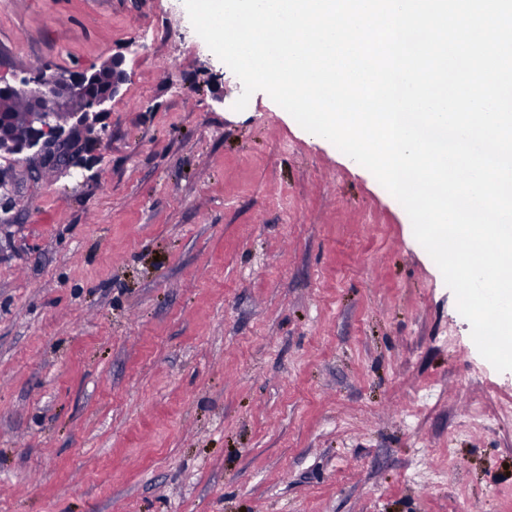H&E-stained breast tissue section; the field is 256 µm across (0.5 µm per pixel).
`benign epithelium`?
<instances>
[{
  "mask_svg": "<svg viewBox=\"0 0 512 512\" xmlns=\"http://www.w3.org/2000/svg\"><path fill=\"white\" fill-rule=\"evenodd\" d=\"M37 88L26 90L10 84L0 86V94L21 93L31 106V125L24 137L15 134L6 115L0 114V155L16 156L27 151L28 180L42 175V163L51 161L55 170L73 167L79 158L83 135L96 120V109L114 98L125 83L121 63L112 62V84L103 89L97 74L79 76L39 73L34 78Z\"/></svg>",
  "mask_w": 512,
  "mask_h": 512,
  "instance_id": "7a95c632",
  "label": "benign epithelium"
}]
</instances>
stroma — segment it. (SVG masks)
I'll use <instances>...</instances> for the list:
<instances>
[{
	"mask_svg": "<svg viewBox=\"0 0 512 512\" xmlns=\"http://www.w3.org/2000/svg\"><path fill=\"white\" fill-rule=\"evenodd\" d=\"M115 60L77 167L0 158V512H512V371L374 175L183 0H0V85Z\"/></svg>",
	"mask_w": 512,
	"mask_h": 512,
	"instance_id": "35a3bbf8",
	"label": "stroma"
}]
</instances>
